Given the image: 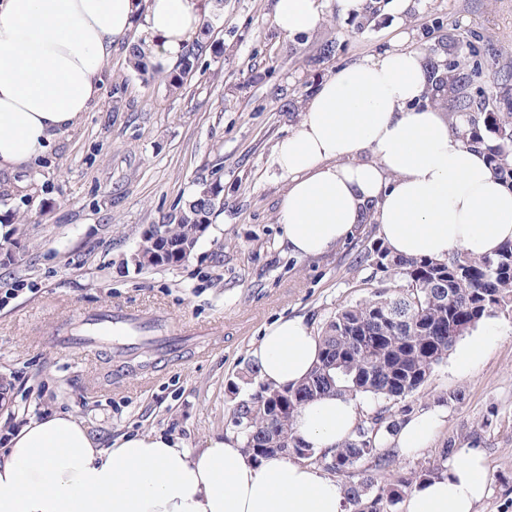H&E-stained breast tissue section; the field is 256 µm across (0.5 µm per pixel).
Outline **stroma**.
I'll return each mask as SVG.
<instances>
[{"label": "stroma", "instance_id": "1", "mask_svg": "<svg viewBox=\"0 0 512 512\" xmlns=\"http://www.w3.org/2000/svg\"><path fill=\"white\" fill-rule=\"evenodd\" d=\"M342 15L320 0L323 20L293 38L272 24L275 0H224L213 23L214 49L203 52L180 89L144 79L125 45L112 49L100 99L61 133L12 199L0 202V443L13 426L53 412L82 420L102 444L136 431H161L186 447L230 430L237 403L250 392V351L279 317L305 318L313 331L341 306L368 296L362 257L378 227L315 258L288 255L278 211L286 178L277 143L305 100L337 70L387 48L401 32L421 52L447 60L449 31L468 46L464 63L480 98L489 74L512 95V0H414L405 17L390 0ZM336 46L320 67L303 65L324 43ZM224 187L223 223L209 224L187 262L139 267L134 256L149 232L205 180ZM115 303L163 316L173 327L204 330L179 357L144 348L127 362L111 342L86 351L51 335L80 329L85 312ZM484 359L459 373L436 365L410 399L414 409L442 405L447 418L429 448L397 454L394 470H420L448 439L483 448L488 494L478 512H512V313L496 314Z\"/></svg>", "mask_w": 512, "mask_h": 512}]
</instances>
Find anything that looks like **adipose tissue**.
<instances>
[{
  "mask_svg": "<svg viewBox=\"0 0 512 512\" xmlns=\"http://www.w3.org/2000/svg\"><path fill=\"white\" fill-rule=\"evenodd\" d=\"M203 0H0V172L28 169L74 127L101 91L112 47L139 28L153 66L166 69L203 22ZM317 0H276L275 27L312 32ZM425 55L394 39L343 67L307 98L299 123L276 146L288 178L279 209L282 242L318 257L375 221L387 250L442 260L461 247L493 255L512 240V187L484 150L452 133ZM321 351L302 318H279L252 350L263 381L301 383ZM362 407L347 396L306 403L292 421L308 447L331 453ZM444 414L419 411L393 438L405 453L427 448ZM484 453L449 455L417 484L406 512H477L487 494ZM343 484L318 467L255 459L233 432L191 449L159 432L125 434L102 447L77 418L49 413L13 430L0 454V512H348Z\"/></svg>",
  "mask_w": 512,
  "mask_h": 512,
  "instance_id": "obj_1",
  "label": "adipose tissue"
}]
</instances>
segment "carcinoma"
Wrapping results in <instances>:
<instances>
[{"mask_svg": "<svg viewBox=\"0 0 512 512\" xmlns=\"http://www.w3.org/2000/svg\"><path fill=\"white\" fill-rule=\"evenodd\" d=\"M212 19L203 21L185 47L178 70L167 75L177 90L209 47ZM133 68L153 75L141 46L129 51ZM436 91L444 92L451 130L485 148L493 172L512 186V112H489V99L476 102L468 94L471 75L450 60L431 65ZM224 207V186L203 182L166 217L172 240L197 245L214 211ZM372 276L383 274L381 286L368 297L339 308L321 330L322 351L308 377L295 387H272L251 379L253 391L236 405L232 418L244 447L258 459L281 456L310 459L316 455L294 436L290 425L305 403L329 395L376 401L404 400L415 394L433 367L448 357L457 340L485 317L512 311V240L492 256L474 257L462 248L443 261L404 259L374 244L364 257ZM403 417L380 406L363 415L353 435L322 456L326 467L348 478V500L354 512H385L417 482L438 475L456 442L448 440L439 459L418 472L395 476L376 496L368 497L376 475L389 469L396 450L386 438Z\"/></svg>", "mask_w": 512, "mask_h": 512, "instance_id": "cac0c4a2", "label": "carcinoma"}]
</instances>
